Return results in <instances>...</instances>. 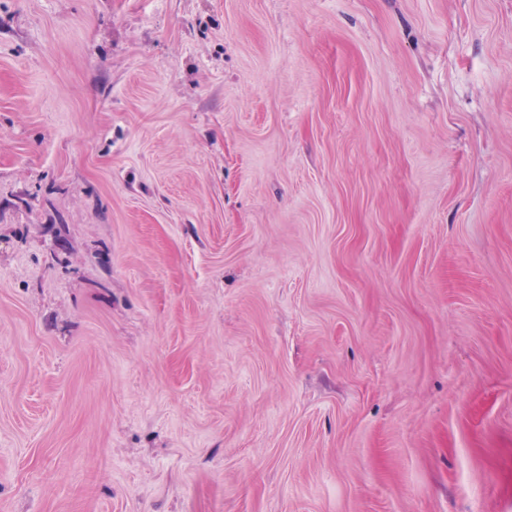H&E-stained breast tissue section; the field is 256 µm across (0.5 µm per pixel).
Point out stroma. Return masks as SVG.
I'll use <instances>...</instances> for the list:
<instances>
[{
  "label": "stroma",
  "instance_id": "1",
  "mask_svg": "<svg viewBox=\"0 0 512 512\" xmlns=\"http://www.w3.org/2000/svg\"><path fill=\"white\" fill-rule=\"evenodd\" d=\"M0 512H512V0H0Z\"/></svg>",
  "mask_w": 512,
  "mask_h": 512
}]
</instances>
